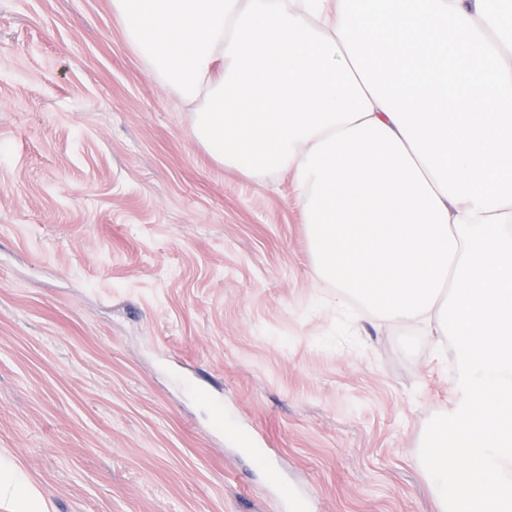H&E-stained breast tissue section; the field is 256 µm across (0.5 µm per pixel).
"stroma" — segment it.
Returning a JSON list of instances; mask_svg holds the SVG:
<instances>
[{
    "label": "stroma",
    "instance_id": "35a3bbf8",
    "mask_svg": "<svg viewBox=\"0 0 512 512\" xmlns=\"http://www.w3.org/2000/svg\"><path fill=\"white\" fill-rule=\"evenodd\" d=\"M112 0H0V464L53 512H430L453 384L339 314L287 178L193 140Z\"/></svg>",
    "mask_w": 512,
    "mask_h": 512
}]
</instances>
